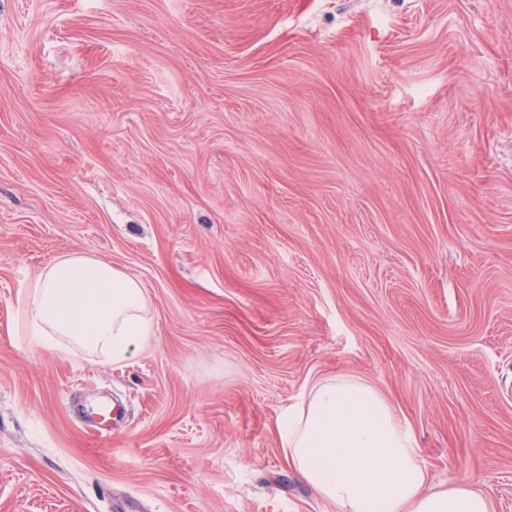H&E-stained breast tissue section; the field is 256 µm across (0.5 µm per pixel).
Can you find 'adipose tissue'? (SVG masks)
Masks as SVG:
<instances>
[{
  "label": "adipose tissue",
  "mask_w": 512,
  "mask_h": 512,
  "mask_svg": "<svg viewBox=\"0 0 512 512\" xmlns=\"http://www.w3.org/2000/svg\"><path fill=\"white\" fill-rule=\"evenodd\" d=\"M24 329L34 346L111 366L147 350L156 333L142 282L77 253L28 283ZM279 437L294 472L335 512H496L474 482L429 487L411 431L356 377L309 382L282 418Z\"/></svg>",
  "instance_id": "obj_1"
}]
</instances>
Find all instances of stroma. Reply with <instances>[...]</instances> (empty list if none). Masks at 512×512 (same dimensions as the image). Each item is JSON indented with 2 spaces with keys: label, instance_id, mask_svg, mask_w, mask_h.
Segmentation results:
<instances>
[{
  "label": "stroma",
  "instance_id": "1",
  "mask_svg": "<svg viewBox=\"0 0 512 512\" xmlns=\"http://www.w3.org/2000/svg\"><path fill=\"white\" fill-rule=\"evenodd\" d=\"M71 253L130 364L26 336ZM340 374L512 512V0H0V512H333L278 423ZM25 288L24 329L36 347L119 366L155 339L142 282L95 257L62 256Z\"/></svg>",
  "mask_w": 512,
  "mask_h": 512
}]
</instances>
